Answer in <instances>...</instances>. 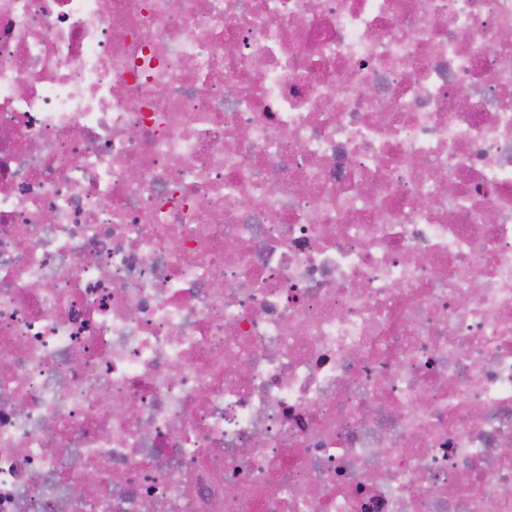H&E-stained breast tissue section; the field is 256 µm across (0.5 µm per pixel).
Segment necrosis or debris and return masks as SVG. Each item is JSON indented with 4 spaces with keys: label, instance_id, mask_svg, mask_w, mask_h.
Here are the masks:
<instances>
[{
    "label": "necrosis or debris",
    "instance_id": "obj_1",
    "mask_svg": "<svg viewBox=\"0 0 512 512\" xmlns=\"http://www.w3.org/2000/svg\"><path fill=\"white\" fill-rule=\"evenodd\" d=\"M0 512H512V0H0Z\"/></svg>",
    "mask_w": 512,
    "mask_h": 512
}]
</instances>
